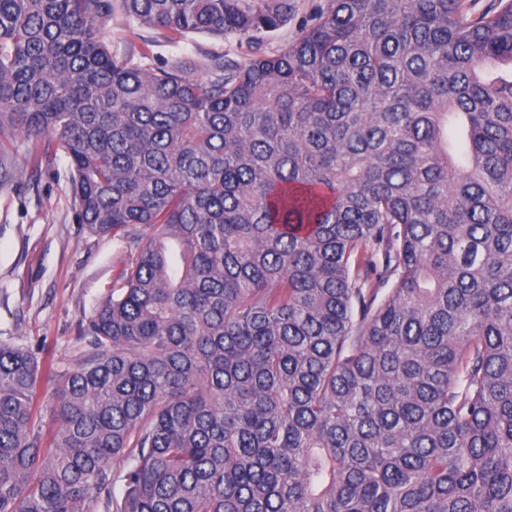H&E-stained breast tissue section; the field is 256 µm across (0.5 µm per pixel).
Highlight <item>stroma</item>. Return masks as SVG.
I'll use <instances>...</instances> for the list:
<instances>
[{
    "label": "stroma",
    "mask_w": 512,
    "mask_h": 512,
    "mask_svg": "<svg viewBox=\"0 0 512 512\" xmlns=\"http://www.w3.org/2000/svg\"><path fill=\"white\" fill-rule=\"evenodd\" d=\"M288 21L265 35L263 52L292 42L320 0H295ZM112 56L153 70L191 62V78L208 81L215 60L243 61L244 42L233 35L137 26L113 8L101 26ZM129 253L127 238L97 235L77 220L67 157L56 146L30 157L21 132L0 136V342L29 348L61 366L83 354L82 323L111 294Z\"/></svg>",
    "instance_id": "35a3bbf8"
}]
</instances>
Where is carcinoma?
I'll use <instances>...</instances> for the list:
<instances>
[{
  "mask_svg": "<svg viewBox=\"0 0 512 512\" xmlns=\"http://www.w3.org/2000/svg\"><path fill=\"white\" fill-rule=\"evenodd\" d=\"M117 2L249 53L155 73L107 0H0V133L138 229L77 363L0 342V512H512V0H322L271 54L295 0Z\"/></svg>",
  "mask_w": 512,
  "mask_h": 512,
  "instance_id": "1",
  "label": "carcinoma"
}]
</instances>
